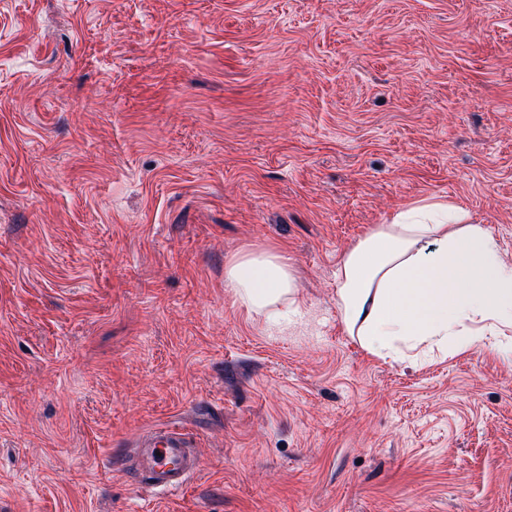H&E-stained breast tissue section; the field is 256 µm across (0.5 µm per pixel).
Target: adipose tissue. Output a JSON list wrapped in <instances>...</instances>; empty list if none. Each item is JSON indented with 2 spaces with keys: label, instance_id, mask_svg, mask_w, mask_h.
Returning a JSON list of instances; mask_svg holds the SVG:
<instances>
[{
  "label": "adipose tissue",
  "instance_id": "ef3b65f1",
  "mask_svg": "<svg viewBox=\"0 0 512 512\" xmlns=\"http://www.w3.org/2000/svg\"><path fill=\"white\" fill-rule=\"evenodd\" d=\"M224 285L271 324L290 321L295 277L274 249L229 260ZM336 300L348 336L371 355L403 361L407 351H464L496 336L512 349V262L491 229L463 208L432 201L375 225L343 256Z\"/></svg>",
  "mask_w": 512,
  "mask_h": 512
}]
</instances>
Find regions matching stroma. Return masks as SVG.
<instances>
[{
    "mask_svg": "<svg viewBox=\"0 0 512 512\" xmlns=\"http://www.w3.org/2000/svg\"><path fill=\"white\" fill-rule=\"evenodd\" d=\"M428 198L512 260V0H0V512H512V354L340 322ZM262 248L283 332L224 286ZM163 423L161 500L121 462ZM132 447L125 463L127 471L159 493L181 492L200 471L196 444L188 432L155 426L139 436Z\"/></svg>",
    "mask_w": 512,
    "mask_h": 512,
    "instance_id": "stroma-1",
    "label": "stroma"
}]
</instances>
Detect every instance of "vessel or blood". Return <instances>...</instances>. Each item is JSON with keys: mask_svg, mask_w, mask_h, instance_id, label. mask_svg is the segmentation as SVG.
Returning a JSON list of instances; mask_svg holds the SVG:
<instances>
[{"mask_svg": "<svg viewBox=\"0 0 512 512\" xmlns=\"http://www.w3.org/2000/svg\"><path fill=\"white\" fill-rule=\"evenodd\" d=\"M125 466L147 487L176 494L199 472L200 459L190 433L156 426L137 438Z\"/></svg>", "mask_w": 512, "mask_h": 512, "instance_id": "1", "label": "vessel or blood"}]
</instances>
